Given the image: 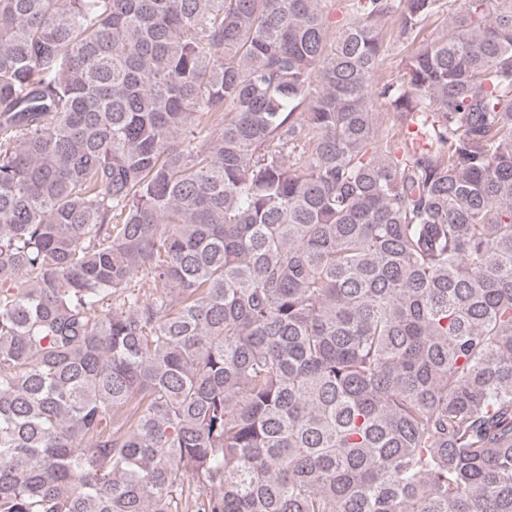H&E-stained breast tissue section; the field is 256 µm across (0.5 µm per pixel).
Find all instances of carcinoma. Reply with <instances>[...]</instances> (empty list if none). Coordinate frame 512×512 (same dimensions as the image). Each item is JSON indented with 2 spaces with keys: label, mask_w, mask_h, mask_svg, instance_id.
I'll use <instances>...</instances> for the list:
<instances>
[{
  "label": "carcinoma",
  "mask_w": 512,
  "mask_h": 512,
  "mask_svg": "<svg viewBox=\"0 0 512 512\" xmlns=\"http://www.w3.org/2000/svg\"><path fill=\"white\" fill-rule=\"evenodd\" d=\"M320 2L0 0V512H512V0ZM385 43L388 45L385 59L375 75L376 81H386L391 78L400 77L404 73L401 63L404 56L402 38L399 37L398 28L390 23L387 27Z\"/></svg>",
  "instance_id": "carcinoma-1"
}]
</instances>
